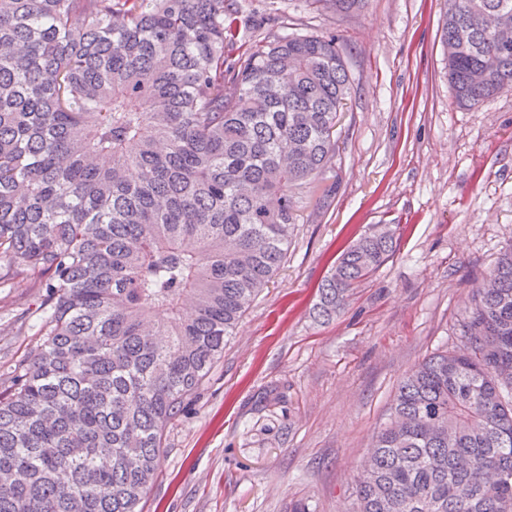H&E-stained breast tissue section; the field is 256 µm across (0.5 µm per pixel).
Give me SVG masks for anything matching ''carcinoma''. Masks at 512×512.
<instances>
[{"label": "carcinoma", "instance_id": "1", "mask_svg": "<svg viewBox=\"0 0 512 512\" xmlns=\"http://www.w3.org/2000/svg\"><path fill=\"white\" fill-rule=\"evenodd\" d=\"M224 2L0 0V263L47 288L37 351L0 390V512H141L167 424L287 257L293 189L336 158V38L228 64ZM445 6L457 103L512 87V0ZM393 250L385 228L343 251L315 316ZM461 336L399 381L354 512H512V244Z\"/></svg>", "mask_w": 512, "mask_h": 512}]
</instances>
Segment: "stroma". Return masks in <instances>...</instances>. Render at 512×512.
Listing matches in <instances>:
<instances>
[{"label":"stroma","mask_w":512,"mask_h":512,"mask_svg":"<svg viewBox=\"0 0 512 512\" xmlns=\"http://www.w3.org/2000/svg\"><path fill=\"white\" fill-rule=\"evenodd\" d=\"M235 2L246 38L335 36L351 90L336 164L304 188L287 261L166 426L142 512H351L399 379L462 346L471 290L512 241V89L457 105L444 0H367L346 15L317 0ZM377 224L392 226L393 255L338 317L315 321L319 284ZM42 293L29 277L0 283V387L39 341Z\"/></svg>","instance_id":"stroma-1"}]
</instances>
